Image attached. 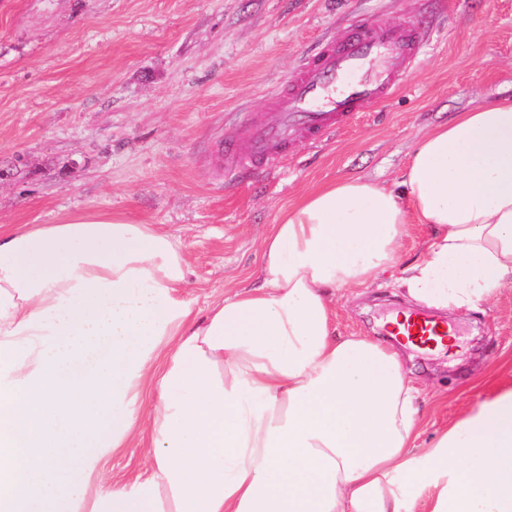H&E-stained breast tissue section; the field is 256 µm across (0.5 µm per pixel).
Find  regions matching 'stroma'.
Masks as SVG:
<instances>
[{
  "label": "stroma",
  "instance_id": "1",
  "mask_svg": "<svg viewBox=\"0 0 512 512\" xmlns=\"http://www.w3.org/2000/svg\"><path fill=\"white\" fill-rule=\"evenodd\" d=\"M351 19L424 27L422 65L327 140L239 179L225 171L213 140L263 112ZM511 96L512 0H0V228L86 209L153 225L181 242V297L200 318L257 286L259 242L280 209L342 178L393 185L426 132ZM404 307L389 277L338 290V331L386 335V315ZM450 319L462 331L452 353L405 352L420 448L512 386V284ZM150 464L136 440L103 458L98 480L130 486Z\"/></svg>",
  "mask_w": 512,
  "mask_h": 512
}]
</instances>
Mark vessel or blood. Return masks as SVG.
<instances>
[{
  "mask_svg": "<svg viewBox=\"0 0 512 512\" xmlns=\"http://www.w3.org/2000/svg\"><path fill=\"white\" fill-rule=\"evenodd\" d=\"M428 40L414 23L351 21L336 41L323 43L283 79L271 97V121L245 124L238 136L216 141V153L226 156L233 169L247 170L273 165L295 141H321L396 92L406 71L420 64ZM451 334L440 321L415 313L400 336L432 347Z\"/></svg>",
  "mask_w": 512,
  "mask_h": 512,
  "instance_id": "vessel-or-blood-1",
  "label": "vessel or blood"
}]
</instances>
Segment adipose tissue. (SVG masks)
Listing matches in <instances>:
<instances>
[{"mask_svg": "<svg viewBox=\"0 0 512 512\" xmlns=\"http://www.w3.org/2000/svg\"><path fill=\"white\" fill-rule=\"evenodd\" d=\"M418 224L426 252L401 263ZM260 253L258 287L198 320L182 246L152 225L89 210L0 231V512H512V387L414 448L398 349L338 335L334 311L393 268L436 311L512 283V98L428 131L398 188L311 191ZM137 438L151 476L94 491L103 450Z\"/></svg>", "mask_w": 512, "mask_h": 512, "instance_id": "ef3b65f1", "label": "adipose tissue"}]
</instances>
